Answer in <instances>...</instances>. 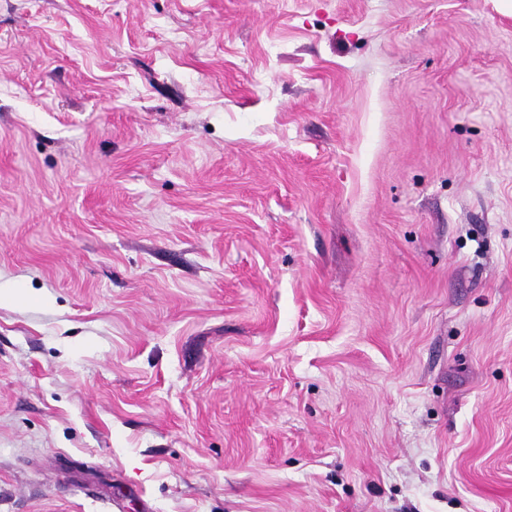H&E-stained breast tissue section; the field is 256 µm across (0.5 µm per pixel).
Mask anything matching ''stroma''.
<instances>
[{"label": "stroma", "instance_id": "stroma-1", "mask_svg": "<svg viewBox=\"0 0 512 512\" xmlns=\"http://www.w3.org/2000/svg\"><path fill=\"white\" fill-rule=\"evenodd\" d=\"M0 512H512V0H0Z\"/></svg>", "mask_w": 512, "mask_h": 512}]
</instances>
